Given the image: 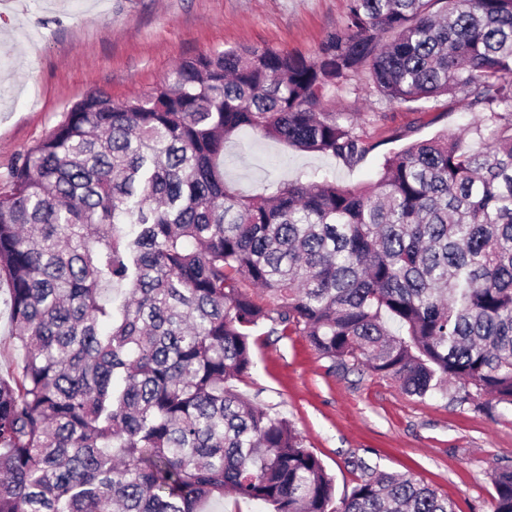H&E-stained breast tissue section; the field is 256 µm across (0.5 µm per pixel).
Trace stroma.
Listing matches in <instances>:
<instances>
[{"instance_id":"obj_1","label":"stroma","mask_w":512,"mask_h":512,"mask_svg":"<svg viewBox=\"0 0 512 512\" xmlns=\"http://www.w3.org/2000/svg\"><path fill=\"white\" fill-rule=\"evenodd\" d=\"M347 0H0V175L62 120L102 91L122 101L149 90L181 60L230 47L268 46L315 55L342 27ZM353 117L368 151L357 163L300 151L243 130L224 145V177L261 195L296 179L374 183L385 156L474 118L466 101L413 110L357 81L329 89ZM256 362L238 389L290 420L307 448L350 493L366 470L410 474L450 499L456 512H490L493 474L512 467V411L488 396L457 404L420 399L365 366L331 369L304 337L257 332Z\"/></svg>"}]
</instances>
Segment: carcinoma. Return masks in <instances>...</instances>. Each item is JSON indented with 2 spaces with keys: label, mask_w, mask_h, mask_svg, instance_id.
I'll use <instances>...</instances> for the list:
<instances>
[{
  "label": "carcinoma",
  "mask_w": 512,
  "mask_h": 512,
  "mask_svg": "<svg viewBox=\"0 0 512 512\" xmlns=\"http://www.w3.org/2000/svg\"><path fill=\"white\" fill-rule=\"evenodd\" d=\"M355 77L399 104L461 96L485 149L421 140L365 188L226 182L243 129L361 158L326 100ZM1 278L24 357L0 376V512H455L382 471L334 504L292 423L235 383L269 323L421 399L455 381L512 409V0H348L313 57L215 50L83 98L0 181ZM494 486L512 512V468Z\"/></svg>",
  "instance_id": "1"
}]
</instances>
